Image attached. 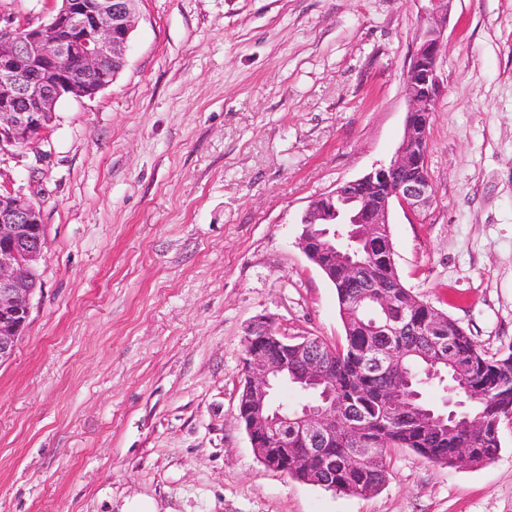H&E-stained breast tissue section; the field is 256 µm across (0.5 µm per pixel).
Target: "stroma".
<instances>
[{
    "mask_svg": "<svg viewBox=\"0 0 512 512\" xmlns=\"http://www.w3.org/2000/svg\"><path fill=\"white\" fill-rule=\"evenodd\" d=\"M426 7L139 0L112 84L0 150V189L45 230L0 363V512H512V421L481 466L394 448L349 496L266 468L238 417L255 320L344 340L300 219L394 157ZM445 41L434 200L390 232L404 285L491 356L512 348V0H453Z\"/></svg>",
    "mask_w": 512,
    "mask_h": 512,
    "instance_id": "35a3bbf8",
    "label": "stroma"
}]
</instances>
